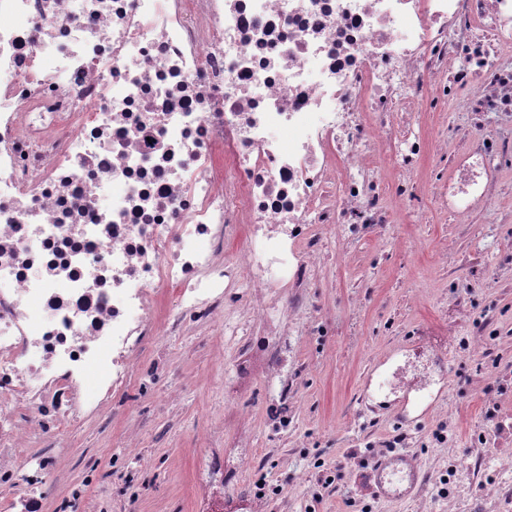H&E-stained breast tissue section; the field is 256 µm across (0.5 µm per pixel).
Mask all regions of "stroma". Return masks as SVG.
<instances>
[{"mask_svg":"<svg viewBox=\"0 0 512 512\" xmlns=\"http://www.w3.org/2000/svg\"><path fill=\"white\" fill-rule=\"evenodd\" d=\"M462 117L452 106L439 104L427 113L419 131L431 144L425 162L428 176L447 175L445 143ZM419 205L427 220L413 223L404 209H396L394 222L379 237L353 244L346 256L330 272L324 295L337 315L354 308L363 295L364 284H373L374 299L359 308L355 329H343L331 351L313 370L303 389L308 410L301 432L311 450L328 458L342 456L347 449L345 436L328 437L323 428L343 420L349 414L351 398L368 384V377L379 360L390 365L403 362L405 354L420 347L419 339L400 336L408 325L439 322L465 331L476 310L498 317L505 331L498 350L503 360L512 362V293L503 294L488 286L491 267L507 268L512 252L506 244L507 229L490 230L485 214H477L472 224L453 223L446 209L431 197H422ZM454 268L468 285L472 307L453 308L452 298L442 293L441 277ZM422 292L427 298L416 307L411 296ZM484 364L475 358H455L448 364L443 382L444 395L455 405L461 418L460 432L468 434L479 424L478 404L484 396ZM140 452L156 465L148 475L149 484L137 504V512H206L207 503L191 491L196 463L185 455L172 465L162 464L166 448L153 442L150 435L137 439ZM126 438L120 424L100 429L98 424H79L68 452L66 479L75 481L88 467L107 471L114 453L124 451Z\"/></svg>","mask_w":512,"mask_h":512,"instance_id":"1","label":"stroma"}]
</instances>
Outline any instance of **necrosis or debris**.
<instances>
[{"mask_svg":"<svg viewBox=\"0 0 512 512\" xmlns=\"http://www.w3.org/2000/svg\"><path fill=\"white\" fill-rule=\"evenodd\" d=\"M512 0H0V512H44L69 426L121 421L171 445L183 349L207 350L214 416L198 431V489L250 512H320L336 469L305 455V376L340 318L314 297L328 256L376 237L399 202L446 199L455 223L498 207L512 165ZM468 118L448 179L419 176L425 103ZM394 164L391 181L377 163ZM494 316L426 348L476 355L512 388ZM153 351L145 361V351ZM163 423L141 404L158 383ZM357 462L377 452L415 499L512 512V414L485 400L460 450L440 394L427 431L359 394ZM265 427L266 446L258 444ZM296 463L295 494L274 465ZM147 459H112L131 512Z\"/></svg>","mask_w":512,"mask_h":512,"instance_id":"obj_1","label":"necrosis or debris"}]
</instances>
